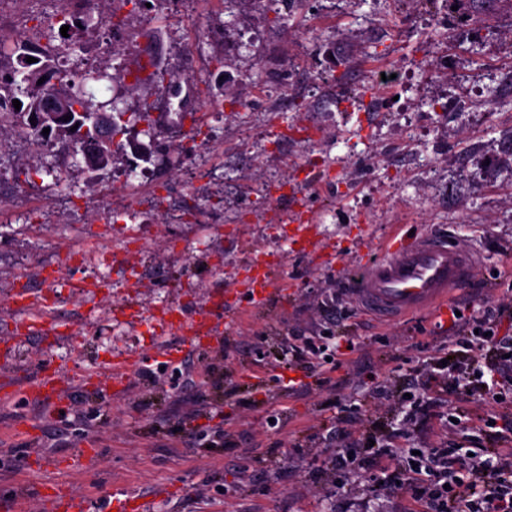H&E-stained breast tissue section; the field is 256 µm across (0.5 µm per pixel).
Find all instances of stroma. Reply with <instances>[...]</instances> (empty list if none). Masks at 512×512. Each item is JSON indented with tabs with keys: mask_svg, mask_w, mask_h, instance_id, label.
Listing matches in <instances>:
<instances>
[{
	"mask_svg": "<svg viewBox=\"0 0 512 512\" xmlns=\"http://www.w3.org/2000/svg\"><path fill=\"white\" fill-rule=\"evenodd\" d=\"M61 0H0V40L26 21L37 28ZM119 29L77 31L69 69L126 72L142 49L156 56L150 84L116 83L119 105H153L146 168L158 190L132 205L121 186L126 153L93 176L55 138L43 149L0 123V501L25 494L87 499L114 512H413L402 489H373L368 442L357 466L333 472L326 437L372 423L399 430L419 389L417 364L447 357L448 319L424 312L385 323L354 308L337 315L336 293L376 256L394 225L445 228L480 264L467 292L512 301V0H90ZM185 113L161 112L173 83ZM193 135L191 153L181 146ZM65 183L56 184L57 175ZM45 198L32 211L31 198ZM312 215L328 247L305 250L298 225L273 212ZM104 242L79 267L69 245ZM275 255L284 294L249 301L239 281L254 251ZM106 278L107 291L45 292L48 276ZM49 295L57 336H16L12 297ZM209 313L218 343L184 345L163 329V310ZM330 335V380L280 369L296 331ZM175 363L152 355L157 339ZM139 361L125 393L99 379L98 363ZM64 378L61 409L24 382L43 362ZM478 396L438 402L414 448L483 447L470 418L501 412ZM93 458L74 469L78 449Z\"/></svg>",
	"mask_w": 512,
	"mask_h": 512,
	"instance_id": "35a3bbf8",
	"label": "stroma"
}]
</instances>
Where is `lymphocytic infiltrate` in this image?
<instances>
[{"label": "lymphocytic infiltrate", "mask_w": 512, "mask_h": 512, "mask_svg": "<svg viewBox=\"0 0 512 512\" xmlns=\"http://www.w3.org/2000/svg\"><path fill=\"white\" fill-rule=\"evenodd\" d=\"M460 331L454 357L467 382L449 378V394H493L492 383L512 377V306L484 304L453 317ZM402 448H380L371 461L372 479L400 483L422 512H512V448L474 453L466 471L455 468L457 451L434 448L414 456L408 470Z\"/></svg>", "instance_id": "f902f5d3"}]
</instances>
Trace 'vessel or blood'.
I'll list each match as a JSON object with an SVG mask.
<instances>
[{
	"mask_svg": "<svg viewBox=\"0 0 512 512\" xmlns=\"http://www.w3.org/2000/svg\"><path fill=\"white\" fill-rule=\"evenodd\" d=\"M480 257L472 248L462 246L445 231L417 234L405 244L397 237H389L384 254L370 262L355 280L349 283L347 297L359 307L374 312L381 321H395L419 311H427L447 301L451 292L464 290L478 266ZM253 276L244 281L251 302L268 300L267 292L275 272V262L258 259ZM21 315V324L39 323L54 329L55 321L47 298L24 295L15 302ZM184 339L195 347L209 343L212 327L209 321L196 319L184 322ZM133 362L122 358L108 359L99 370L109 376L113 386L123 387L129 381ZM60 377L52 365L45 364L29 379L45 401L57 398Z\"/></svg>",
	"mask_w": 512,
	"mask_h": 512,
	"instance_id": "b4317fda",
	"label": "vessel or blood"
}]
</instances>
